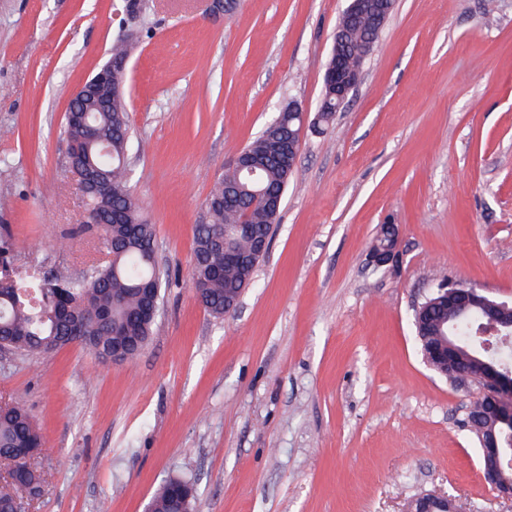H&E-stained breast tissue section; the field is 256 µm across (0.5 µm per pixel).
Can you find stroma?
Returning <instances> with one entry per match:
<instances>
[{"instance_id":"35a3bbf8","label":"stroma","mask_w":512,"mask_h":512,"mask_svg":"<svg viewBox=\"0 0 512 512\" xmlns=\"http://www.w3.org/2000/svg\"><path fill=\"white\" fill-rule=\"evenodd\" d=\"M349 0H148L125 91L128 182L172 280L153 336L115 364L70 344L0 354V401L42 436L25 512H144L183 475L193 512H512L465 427L476 390L429 369L414 307L459 280L512 301V0H397L362 80L318 121ZM120 0H0V234L15 269L105 264L63 134L109 57ZM309 117L270 249L237 310L188 285L194 227L233 158L288 101ZM400 272L373 269L379 225ZM392 224L379 225L377 235L372 242L370 250L378 251L390 242L392 231V239L390 245L379 253H371L368 256V264L375 269H380L385 266L391 267L393 270L399 267V258L401 255L400 249V231L397 225L391 229ZM455 500L448 495L422 494L408 505L407 512H457Z\"/></svg>"}]
</instances>
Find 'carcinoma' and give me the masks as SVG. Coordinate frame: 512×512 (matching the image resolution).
I'll list each match as a JSON object with an SVG mask.
<instances>
[{
    "label": "carcinoma",
    "mask_w": 512,
    "mask_h": 512,
    "mask_svg": "<svg viewBox=\"0 0 512 512\" xmlns=\"http://www.w3.org/2000/svg\"><path fill=\"white\" fill-rule=\"evenodd\" d=\"M145 25V16L129 25L111 48L112 64L120 77L126 76L129 47ZM344 31L348 59L359 64L355 54L372 35L365 21L357 25L339 19ZM129 102L124 94L112 97L110 111L74 112L67 116L65 134L73 143L70 153L73 173H91L99 187L86 194L87 205L104 221L100 225L102 243L111 258L101 267L81 279L62 272L52 273L51 279L41 278L30 290L12 277L6 263L0 264V341L24 355H47L70 341L77 328H83L81 344L104 359L112 351V337L121 336L130 343L128 359L136 358L147 346L156 316L148 315L139 288L148 283L162 287L165 271L153 260L154 229L144 216V210L128 185L126 157L131 143ZM288 127V113H283L280 125L269 123L263 132L249 143L258 167L249 178L235 168H228L216 183L205 202L207 221L196 225L193 264L190 280L194 291L204 300V309L214 317L224 316V299L239 295L241 271L224 264V249L214 244L216 231L229 224L251 225L253 235L271 238L276 214L255 203L256 195L264 193L283 199L293 170L268 156L271 139ZM238 189L237 203L224 204L225 189ZM481 315L473 311L467 316L448 319V310L432 305L426 324L417 337L420 350L440 344L452 337L458 344L457 357L483 356L482 338L478 336ZM488 360L512 373V339L509 346ZM42 444L39 428L33 424L28 410L18 403L0 407V454L10 455L18 448H37ZM21 485L34 495L41 492L42 471L25 461L18 463ZM191 489L181 476L166 479L152 499L154 512H188L192 500L180 493Z\"/></svg>",
    "instance_id": "cac0c4a2"
}]
</instances>
